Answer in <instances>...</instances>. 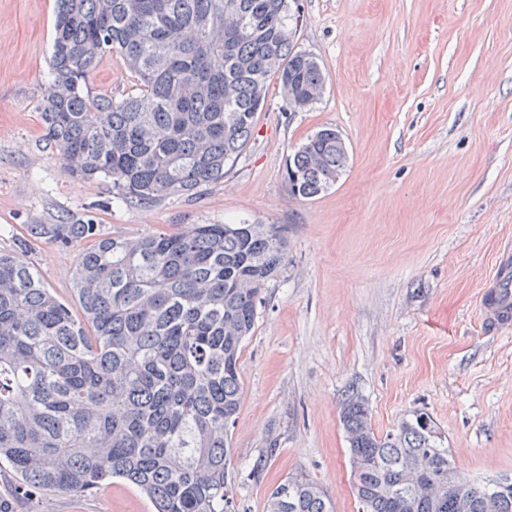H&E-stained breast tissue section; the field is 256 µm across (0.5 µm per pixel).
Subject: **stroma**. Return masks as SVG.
I'll return each instance as SVG.
<instances>
[{
	"label": "stroma",
	"instance_id": "stroma-1",
	"mask_svg": "<svg viewBox=\"0 0 512 512\" xmlns=\"http://www.w3.org/2000/svg\"><path fill=\"white\" fill-rule=\"evenodd\" d=\"M296 49L325 92L289 111L277 84L222 181L142 207L107 180L69 172L41 118L56 0H0V252L21 254L70 300L79 246L33 224H100L105 235L194 224L277 225L287 258L242 349L228 477L237 512H264L303 472L334 512H358L339 411L367 399L377 432L428 413L456 469L512 474V331L482 317L481 290L512 241V0H298ZM91 87L119 99L136 78L120 55ZM332 126L349 162L336 183L295 196L297 147ZM0 512H152L120 482L90 495L27 497L0 469Z\"/></svg>",
	"mask_w": 512,
	"mask_h": 512
}]
</instances>
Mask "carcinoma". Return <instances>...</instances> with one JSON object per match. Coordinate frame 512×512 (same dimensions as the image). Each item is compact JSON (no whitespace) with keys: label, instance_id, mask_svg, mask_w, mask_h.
Listing matches in <instances>:
<instances>
[{"label":"carcinoma","instance_id":"1","mask_svg":"<svg viewBox=\"0 0 512 512\" xmlns=\"http://www.w3.org/2000/svg\"><path fill=\"white\" fill-rule=\"evenodd\" d=\"M289 0H57L45 137L72 173L109 179L140 206L224 179L273 78L305 96L325 82L288 42ZM118 53L137 78L120 100L88 77ZM349 153L327 127L287 167L294 194L336 183ZM79 244L74 300L0 253V464L27 490L87 495L119 479L153 512H236L229 428L240 358L286 242L273 224H195L106 236L33 224ZM360 512H512V490L458 475L416 412L386 434L359 393L341 403ZM266 512H333L314 480L285 478Z\"/></svg>","mask_w":512,"mask_h":512}]
</instances>
